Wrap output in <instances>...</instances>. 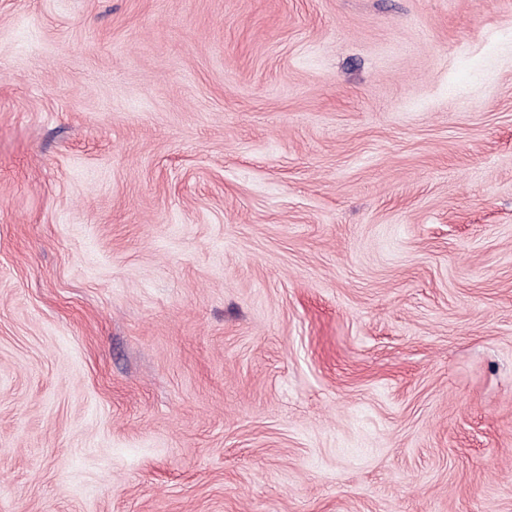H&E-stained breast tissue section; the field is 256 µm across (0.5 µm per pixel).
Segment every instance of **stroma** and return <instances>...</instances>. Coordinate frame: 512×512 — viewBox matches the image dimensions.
I'll return each mask as SVG.
<instances>
[{
	"instance_id": "obj_1",
	"label": "stroma",
	"mask_w": 512,
	"mask_h": 512,
	"mask_svg": "<svg viewBox=\"0 0 512 512\" xmlns=\"http://www.w3.org/2000/svg\"><path fill=\"white\" fill-rule=\"evenodd\" d=\"M0 512H512V0H0Z\"/></svg>"
}]
</instances>
